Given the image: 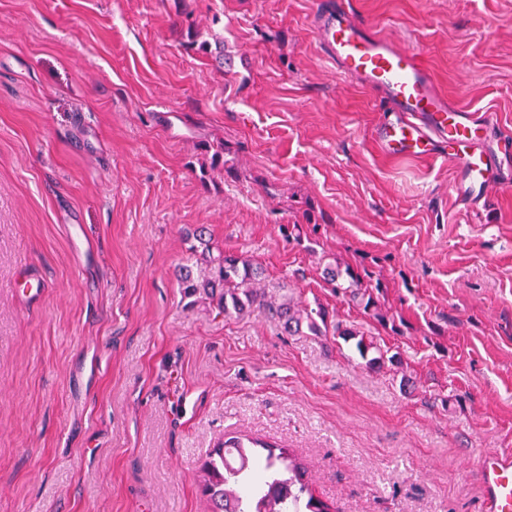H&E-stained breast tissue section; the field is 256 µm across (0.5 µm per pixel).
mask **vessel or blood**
I'll return each mask as SVG.
<instances>
[{"label":"vessel or blood","instance_id":"vessel-or-blood-1","mask_svg":"<svg viewBox=\"0 0 512 512\" xmlns=\"http://www.w3.org/2000/svg\"><path fill=\"white\" fill-rule=\"evenodd\" d=\"M311 28L341 76L380 93L385 114L376 141L389 157L429 156L448 161L452 190L477 212L491 192L512 189V165L488 141L490 114L467 112L442 95L416 53L379 35L347 0H318ZM484 512H512V452L488 450L474 461Z\"/></svg>","mask_w":512,"mask_h":512}]
</instances>
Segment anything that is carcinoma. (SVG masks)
Returning <instances> with one entry per match:
<instances>
[{"label":"carcinoma","mask_w":512,"mask_h":512,"mask_svg":"<svg viewBox=\"0 0 512 512\" xmlns=\"http://www.w3.org/2000/svg\"><path fill=\"white\" fill-rule=\"evenodd\" d=\"M199 246L190 249L186 263L178 269V278L188 296L204 294L216 304L224 317H238L256 310L274 318L289 334L307 328L315 335L322 333L327 324L324 308L297 307L285 300L275 305L258 292L260 267L249 258L222 249H213L205 238V230L196 234ZM201 253L204 268L194 261ZM326 276L336 291L349 295L363 306L382 325L390 323L374 291L381 284L373 281L372 274L350 266L328 264ZM336 335L344 340H356L355 349L370 366L385 362L387 352L363 333L338 324ZM202 480L199 491L209 503V512H335L333 506L316 496L305 479L304 468L290 457L286 448L273 451L271 445L258 440L250 445L238 437H231L213 449L200 467Z\"/></svg>","instance_id":"obj_1"}]
</instances>
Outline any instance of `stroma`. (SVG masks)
<instances>
[{
	"instance_id": "1",
	"label": "stroma",
	"mask_w": 512,
	"mask_h": 512,
	"mask_svg": "<svg viewBox=\"0 0 512 512\" xmlns=\"http://www.w3.org/2000/svg\"><path fill=\"white\" fill-rule=\"evenodd\" d=\"M314 2L0 0V512H208L227 435L290 448L340 512H480L474 456L512 449V191L470 213L442 158L384 156ZM348 3L512 158V0ZM201 226L399 363L185 297ZM326 276L335 288L336 293L342 290L343 293L349 294L353 300L363 306L365 313L372 315L385 327L391 321V331H397L398 327L394 318L392 317L391 320L387 313L382 311L377 297L374 296L373 288L378 291L379 288H382V285L373 282L372 274L367 269L358 271L350 266L343 269L340 264L329 263L326 267Z\"/></svg>"
}]
</instances>
